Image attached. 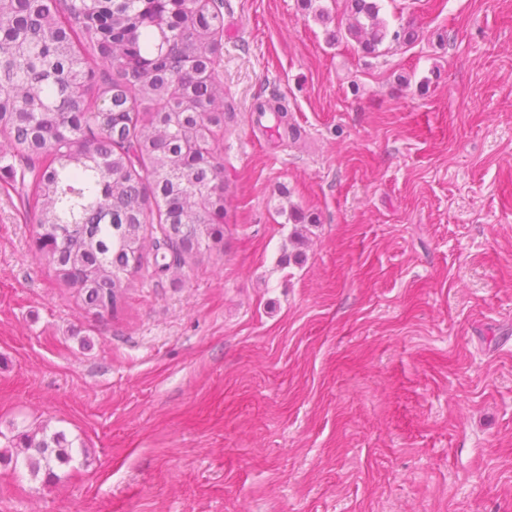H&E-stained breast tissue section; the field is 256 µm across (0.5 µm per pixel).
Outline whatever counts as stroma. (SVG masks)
I'll return each mask as SVG.
<instances>
[{"label": "stroma", "instance_id": "obj_1", "mask_svg": "<svg viewBox=\"0 0 512 512\" xmlns=\"http://www.w3.org/2000/svg\"><path fill=\"white\" fill-rule=\"evenodd\" d=\"M381 6L418 38L365 57L343 0H224V240L118 312L0 167V512H512V0ZM42 433L40 439L36 436L28 437L16 457L23 454L22 462L34 479L42 475L44 481L59 480L55 465L62 466L73 462L72 445L68 443L63 432H56L51 436Z\"/></svg>", "mask_w": 512, "mask_h": 512}]
</instances>
